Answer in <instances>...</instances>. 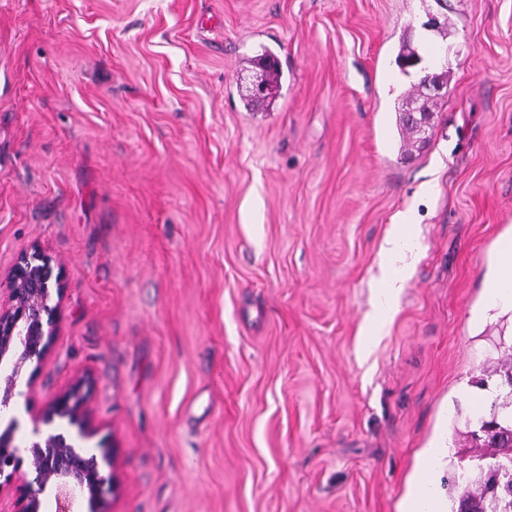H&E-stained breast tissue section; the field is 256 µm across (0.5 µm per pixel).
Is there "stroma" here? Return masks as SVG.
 Wrapping results in <instances>:
<instances>
[{
	"instance_id": "35a3bbf8",
	"label": "stroma",
	"mask_w": 512,
	"mask_h": 512,
	"mask_svg": "<svg viewBox=\"0 0 512 512\" xmlns=\"http://www.w3.org/2000/svg\"><path fill=\"white\" fill-rule=\"evenodd\" d=\"M407 43L448 83L404 151ZM266 52L279 88L252 111ZM510 234L512 0H0V277L36 244L65 288L11 413L29 435L89 376L118 453L101 512H400L443 435L440 489L475 476L512 317H470ZM406 238L399 235L387 237L380 250V269L385 288L377 297L376 308L368 320L366 336H376L392 319L395 306L394 300L400 286L399 277L396 275V264L405 255L403 244Z\"/></svg>"
}]
</instances>
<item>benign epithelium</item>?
<instances>
[{"label":"benign epithelium","mask_w":512,"mask_h":512,"mask_svg":"<svg viewBox=\"0 0 512 512\" xmlns=\"http://www.w3.org/2000/svg\"><path fill=\"white\" fill-rule=\"evenodd\" d=\"M414 54L407 66L420 69L422 89L438 94L442 87ZM64 285L61 272L39 246L17 258L6 283L0 282V411L9 408L19 378L34 362H42L59 335ZM90 381L80 378L55 395L44 407L40 420L50 424L65 420L76 428L51 432L29 441L25 450L17 444L16 418L0 417V478L9 481L23 465L34 473L16 499V512H42L45 498H52L57 512H82L84 505L101 504L105 493L118 489L116 449L83 446L96 428L88 403Z\"/></svg>","instance_id":"7a95c632"}]
</instances>
